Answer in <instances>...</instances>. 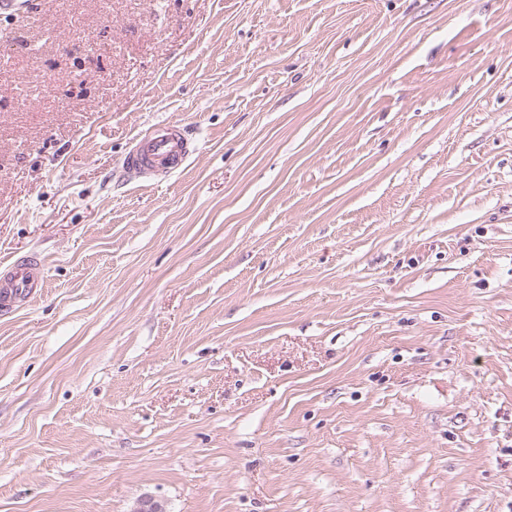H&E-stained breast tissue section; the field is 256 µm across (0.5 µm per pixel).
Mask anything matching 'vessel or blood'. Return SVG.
Here are the masks:
<instances>
[{
	"mask_svg": "<svg viewBox=\"0 0 512 512\" xmlns=\"http://www.w3.org/2000/svg\"><path fill=\"white\" fill-rule=\"evenodd\" d=\"M194 151L195 144L186 129L162 124L128 157L127 168L144 178L166 175L184 168ZM41 282L37 261L28 259L15 264L5 276H0V306L7 307L32 296Z\"/></svg>",
	"mask_w": 512,
	"mask_h": 512,
	"instance_id": "vessel-or-blood-1",
	"label": "vessel or blood"
}]
</instances>
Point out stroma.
<instances>
[{"label": "stroma", "mask_w": 512, "mask_h": 512, "mask_svg": "<svg viewBox=\"0 0 512 512\" xmlns=\"http://www.w3.org/2000/svg\"><path fill=\"white\" fill-rule=\"evenodd\" d=\"M31 255L0 512H512V0H20ZM188 135L186 128L174 124L157 126L128 157V170L147 178L184 168L196 150Z\"/></svg>", "instance_id": "obj_1"}]
</instances>
